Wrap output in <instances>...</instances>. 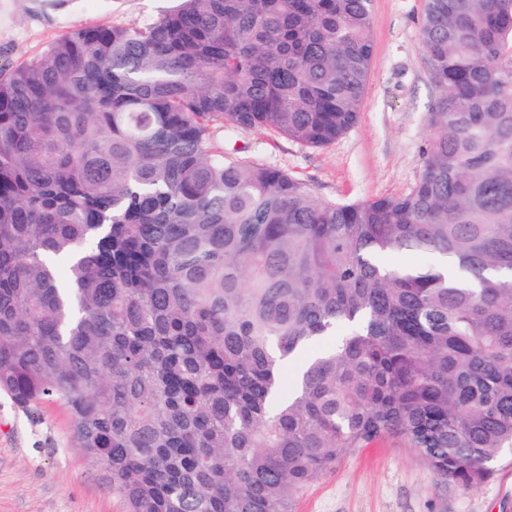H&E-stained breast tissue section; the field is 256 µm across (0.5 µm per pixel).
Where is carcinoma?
Returning a JSON list of instances; mask_svg holds the SVG:
<instances>
[{"mask_svg":"<svg viewBox=\"0 0 512 512\" xmlns=\"http://www.w3.org/2000/svg\"><path fill=\"white\" fill-rule=\"evenodd\" d=\"M420 36L422 170L365 202L219 134L346 135L372 0H179L0 68V392L64 405L127 512H294L387 436L474 490L512 448V0Z\"/></svg>","mask_w":512,"mask_h":512,"instance_id":"cac0c4a2","label":"carcinoma"}]
</instances>
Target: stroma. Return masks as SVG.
<instances>
[{
    "instance_id": "35a3bbf8",
    "label": "stroma",
    "mask_w": 512,
    "mask_h": 512,
    "mask_svg": "<svg viewBox=\"0 0 512 512\" xmlns=\"http://www.w3.org/2000/svg\"><path fill=\"white\" fill-rule=\"evenodd\" d=\"M173 0H0V64L41 54L70 28L149 24ZM373 66L355 127L310 148L271 130L225 134L227 154L286 170L323 200L400 196L416 181L436 91L420 27L426 0H373ZM78 447L65 406L30 411L0 395V512H125ZM296 512H512V450L474 490L442 482L402 439L347 455L314 480Z\"/></svg>"
}]
</instances>
